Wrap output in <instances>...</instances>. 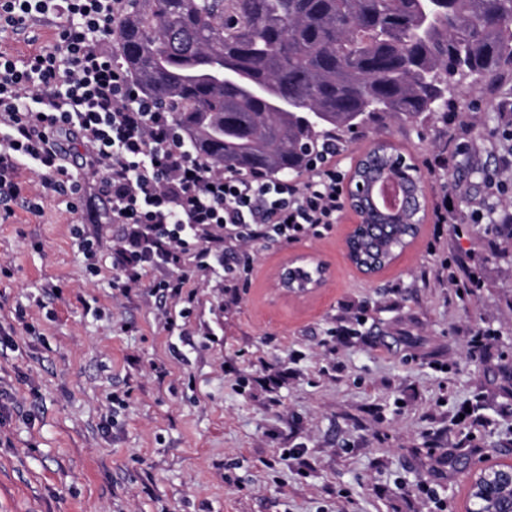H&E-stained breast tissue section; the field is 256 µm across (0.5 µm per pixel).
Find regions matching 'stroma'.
I'll return each mask as SVG.
<instances>
[{"label": "stroma", "mask_w": 512, "mask_h": 512, "mask_svg": "<svg viewBox=\"0 0 512 512\" xmlns=\"http://www.w3.org/2000/svg\"><path fill=\"white\" fill-rule=\"evenodd\" d=\"M55 21L0 34L24 58ZM512 68L455 89L447 111L384 115L336 138V168L376 139L425 165L428 208L452 194L456 223L374 276L349 261L352 223L250 247L246 287L224 302L192 272L180 305L124 290L112 251L125 227L106 198L73 212L21 170L0 223V512H466L468 477L512 460ZM495 215L492 224L476 216ZM323 262L321 288L275 287L289 259ZM479 281L455 293L453 278ZM492 330L472 358L470 333ZM124 395L113 405L112 393ZM466 402L484 426L451 421ZM296 448L299 458L282 459Z\"/></svg>", "instance_id": "35a3bbf8"}]
</instances>
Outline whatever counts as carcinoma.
Wrapping results in <instances>:
<instances>
[{
  "instance_id": "obj_1",
  "label": "carcinoma",
  "mask_w": 512,
  "mask_h": 512,
  "mask_svg": "<svg viewBox=\"0 0 512 512\" xmlns=\"http://www.w3.org/2000/svg\"><path fill=\"white\" fill-rule=\"evenodd\" d=\"M118 38L142 95L213 168L300 174L331 131L444 110L461 79L512 65V0H128ZM392 228L353 261L378 271L419 233Z\"/></svg>"
}]
</instances>
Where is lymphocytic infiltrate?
<instances>
[{
	"label": "lymphocytic infiltrate",
	"mask_w": 512,
	"mask_h": 512,
	"mask_svg": "<svg viewBox=\"0 0 512 512\" xmlns=\"http://www.w3.org/2000/svg\"><path fill=\"white\" fill-rule=\"evenodd\" d=\"M125 0H0V32L48 17L56 43L23 59L0 52V218L10 217L20 169L41 171L46 188L87 200L86 184L60 147L77 140L112 221L127 234L112 252L125 284L160 272L163 297L192 302L183 273L221 267L235 295L251 257L245 247L296 241L340 217L343 179L328 144L307 178L217 171L176 132L171 115L139 91L123 69L117 29Z\"/></svg>",
	"instance_id": "1"
}]
</instances>
